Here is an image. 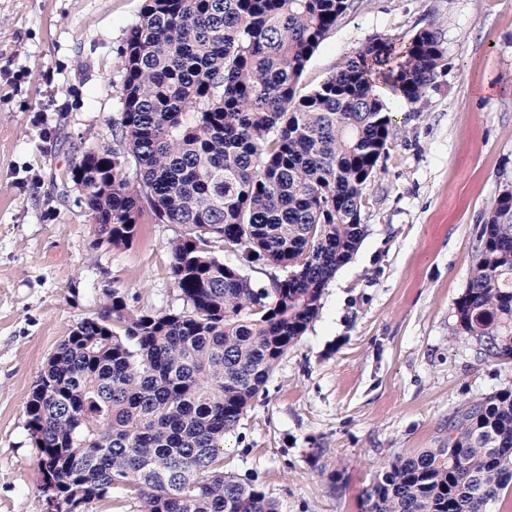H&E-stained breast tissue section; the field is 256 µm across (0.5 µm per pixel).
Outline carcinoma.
Returning a JSON list of instances; mask_svg holds the SVG:
<instances>
[{"mask_svg":"<svg viewBox=\"0 0 512 512\" xmlns=\"http://www.w3.org/2000/svg\"><path fill=\"white\" fill-rule=\"evenodd\" d=\"M360 0H145L120 50L110 148L61 174L80 181L96 244L127 247L144 215L179 224L170 275L183 307L128 306L114 289L48 359L28 429L52 492L81 512L125 491L132 512H278L224 474V436L318 316L356 251L364 190L394 119L374 77L416 103L444 66L438 32L402 52L373 36L313 90L300 78ZM458 330L483 362L512 363V192L477 225ZM231 253L230 263L216 250ZM278 267L272 286L245 268ZM512 488V388L448 418L437 448L395 456L364 512H487Z\"/></svg>","mask_w":512,"mask_h":512,"instance_id":"1","label":"carcinoma"}]
</instances>
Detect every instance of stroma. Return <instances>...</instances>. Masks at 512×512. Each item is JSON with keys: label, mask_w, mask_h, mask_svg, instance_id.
<instances>
[{"label": "stroma", "mask_w": 512, "mask_h": 512, "mask_svg": "<svg viewBox=\"0 0 512 512\" xmlns=\"http://www.w3.org/2000/svg\"><path fill=\"white\" fill-rule=\"evenodd\" d=\"M143 5L0 0V512H44L27 402L76 324L115 290L138 310L183 305L169 273L180 225L94 246L78 192L59 180L82 152L112 144L118 51ZM427 26L446 59L426 96L411 104L376 87L394 126L364 191L363 239L224 438L225 472L255 480L279 512H362L384 463L437 447L453 411L512 386V367L479 362L456 330L476 226L512 190V0H363L301 85L373 35L401 48Z\"/></svg>", "instance_id": "35a3bbf8"}]
</instances>
